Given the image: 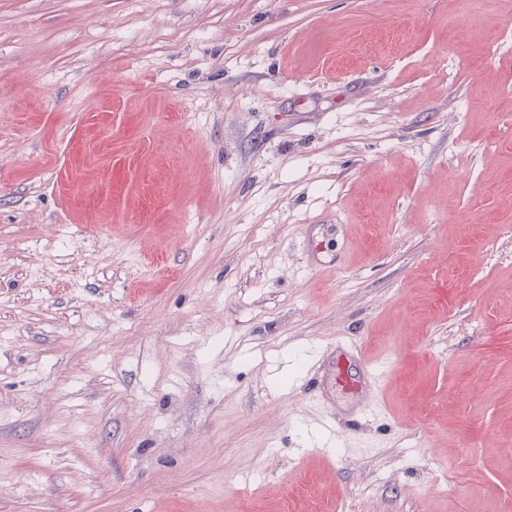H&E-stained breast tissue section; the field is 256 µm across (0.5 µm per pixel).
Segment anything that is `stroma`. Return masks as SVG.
Listing matches in <instances>:
<instances>
[{
    "mask_svg": "<svg viewBox=\"0 0 512 512\" xmlns=\"http://www.w3.org/2000/svg\"><path fill=\"white\" fill-rule=\"evenodd\" d=\"M0 512H512V0H0Z\"/></svg>",
    "mask_w": 512,
    "mask_h": 512,
    "instance_id": "stroma-1",
    "label": "stroma"
}]
</instances>
